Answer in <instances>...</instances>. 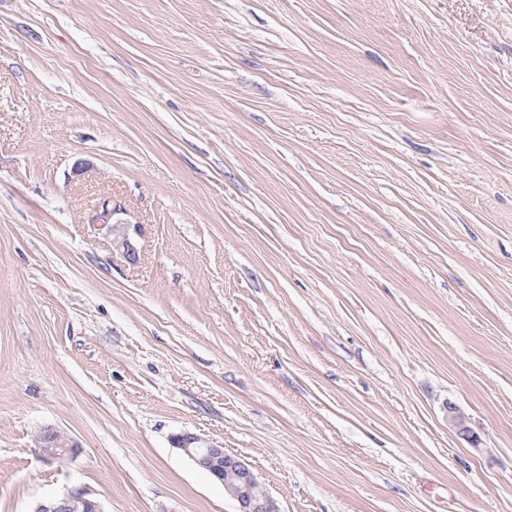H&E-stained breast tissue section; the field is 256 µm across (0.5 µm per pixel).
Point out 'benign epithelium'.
Wrapping results in <instances>:
<instances>
[{"label":"benign epithelium","instance_id":"benign-epithelium-1","mask_svg":"<svg viewBox=\"0 0 512 512\" xmlns=\"http://www.w3.org/2000/svg\"><path fill=\"white\" fill-rule=\"evenodd\" d=\"M109 215V209H104L103 227L112 233L113 242L121 244L128 253L133 251L124 225L108 223ZM447 419L448 424L461 434L473 436L465 416L456 407L447 406ZM36 442L42 453L52 459L73 457L79 453L78 443L53 426L43 428ZM175 444L195 465L209 470L224 485L237 502L238 512H278L275 502L268 495L254 494L253 489L259 484L257 475L240 456L229 454L223 447L205 442L191 433L176 436ZM80 506L84 512H104L100 503L82 488L50 497L38 504L34 512H76Z\"/></svg>","mask_w":512,"mask_h":512}]
</instances>
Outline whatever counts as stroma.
Returning a JSON list of instances; mask_svg holds the SVG:
<instances>
[{
    "mask_svg": "<svg viewBox=\"0 0 512 512\" xmlns=\"http://www.w3.org/2000/svg\"><path fill=\"white\" fill-rule=\"evenodd\" d=\"M183 433L512 512V0H0V512H237ZM36 442L42 453L52 459L73 457L80 450L78 443L72 437L53 426L44 427L39 432ZM105 512L100 503L83 488H74L61 495H54L38 504L34 512ZM79 507V508H78Z\"/></svg>",
    "mask_w": 512,
    "mask_h": 512,
    "instance_id": "obj_1",
    "label": "stroma"
}]
</instances>
